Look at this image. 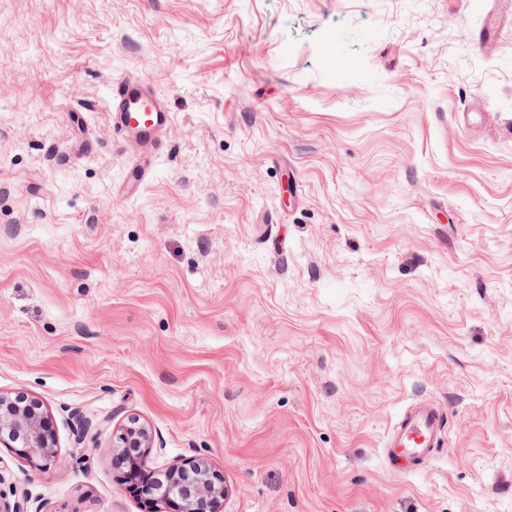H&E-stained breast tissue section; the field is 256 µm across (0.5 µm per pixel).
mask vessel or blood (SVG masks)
<instances>
[{
    "label": "vessel or blood",
    "instance_id": "b4317fda",
    "mask_svg": "<svg viewBox=\"0 0 512 512\" xmlns=\"http://www.w3.org/2000/svg\"><path fill=\"white\" fill-rule=\"evenodd\" d=\"M107 108L113 131L137 139L142 147L140 160L126 175L129 186H138L153 168L158 136L170 124L171 114L153 86L137 78L112 84ZM445 428V416L433 402L423 400L407 408L386 443L390 463L402 470L422 466L439 446Z\"/></svg>",
    "mask_w": 512,
    "mask_h": 512
}]
</instances>
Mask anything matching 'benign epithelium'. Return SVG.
Masks as SVG:
<instances>
[{
	"label": "benign epithelium",
	"mask_w": 512,
	"mask_h": 512,
	"mask_svg": "<svg viewBox=\"0 0 512 512\" xmlns=\"http://www.w3.org/2000/svg\"><path fill=\"white\" fill-rule=\"evenodd\" d=\"M116 447L139 448V465H147L153 444L151 428L131 417L117 428ZM0 444L39 471L49 469L57 459L56 441L50 430L48 415L34 400H24L0 393ZM163 482L148 483L141 494L149 512H220L224 499V482L212 469L208 458L201 456L188 464L168 465Z\"/></svg>",
	"instance_id": "7a95c632"
}]
</instances>
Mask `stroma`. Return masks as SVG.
Listing matches in <instances>:
<instances>
[{
  "instance_id": "stroma-1",
  "label": "stroma",
  "mask_w": 512,
  "mask_h": 512,
  "mask_svg": "<svg viewBox=\"0 0 512 512\" xmlns=\"http://www.w3.org/2000/svg\"><path fill=\"white\" fill-rule=\"evenodd\" d=\"M512 0H0V499L145 512L112 447L206 456L221 512H512ZM172 114L125 173L110 82ZM446 415L388 462L411 404ZM92 421V455L75 453ZM0 393V444L36 470L50 469L57 459V446L48 415L40 403ZM445 428V416L433 402L407 408L386 443L390 463L402 470L422 466L441 443ZM116 446L114 448H142L138 459L139 466L147 465V458L153 444L151 428L139 419L128 418L127 424L120 425L115 433Z\"/></svg>"
}]
</instances>
